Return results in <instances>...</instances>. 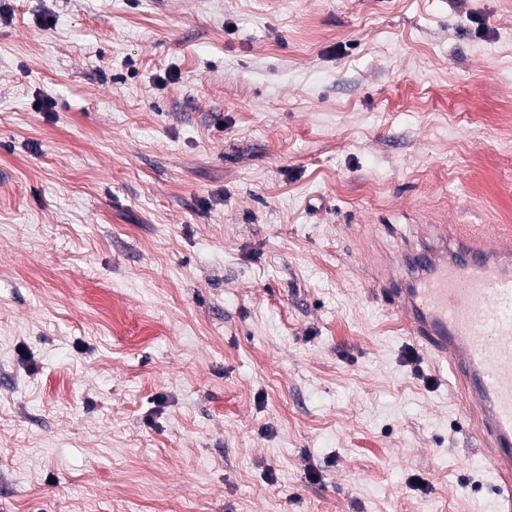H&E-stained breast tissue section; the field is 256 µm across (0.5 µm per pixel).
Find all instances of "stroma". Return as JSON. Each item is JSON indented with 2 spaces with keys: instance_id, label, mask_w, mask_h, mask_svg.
I'll return each instance as SVG.
<instances>
[{
  "instance_id": "35a3bbf8",
  "label": "stroma",
  "mask_w": 512,
  "mask_h": 512,
  "mask_svg": "<svg viewBox=\"0 0 512 512\" xmlns=\"http://www.w3.org/2000/svg\"><path fill=\"white\" fill-rule=\"evenodd\" d=\"M433 222L512 225V0H0V512H490Z\"/></svg>"
}]
</instances>
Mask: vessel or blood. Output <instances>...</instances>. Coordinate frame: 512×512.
<instances>
[{"label":"vessel or blood","instance_id":"b4317fda","mask_svg":"<svg viewBox=\"0 0 512 512\" xmlns=\"http://www.w3.org/2000/svg\"><path fill=\"white\" fill-rule=\"evenodd\" d=\"M420 254L384 268L407 332L459 389L467 431L484 449L492 512H512V228L430 224Z\"/></svg>","mask_w":512,"mask_h":512}]
</instances>
